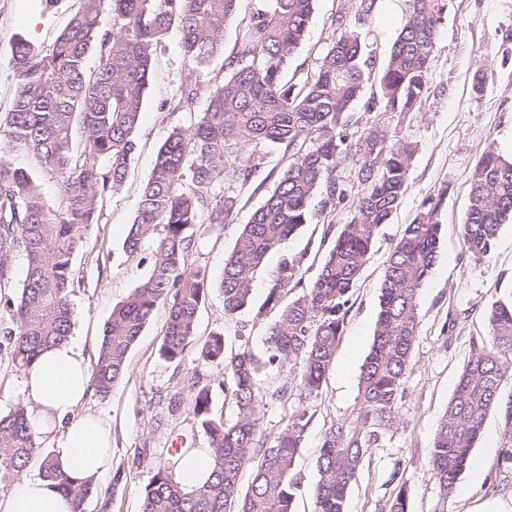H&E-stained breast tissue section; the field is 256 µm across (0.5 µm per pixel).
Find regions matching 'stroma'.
Wrapping results in <instances>:
<instances>
[{
  "label": "stroma",
  "mask_w": 512,
  "mask_h": 512,
  "mask_svg": "<svg viewBox=\"0 0 512 512\" xmlns=\"http://www.w3.org/2000/svg\"><path fill=\"white\" fill-rule=\"evenodd\" d=\"M80 6L79 0H0V113L14 95L11 47L22 35L39 48L48 47ZM350 0H317L307 37L296 62L313 66L333 39V18L349 8ZM405 0H377L365 31L376 60H383L406 22ZM188 69L178 32H169L153 59V74L122 189L109 197L100 223L86 232L74 257L73 339L96 357L102 332L113 308L121 304L146 275L145 266L123 248L138 208L140 189L151 174L158 147L174 127L187 124L186 114L169 112L166 102ZM484 85H477V76ZM428 94L419 109L409 113L401 133L414 147L406 192L387 224L381 225L370 258L353 290L352 308L322 391L312 405L313 418L300 448L295 474L300 484L296 512H313L317 482L316 461L323 432L351 418L357 402L360 368L367 355L378 311L379 288L390 249L429 197H441L442 234L437 263L420 296L419 324L413 367L401 404L400 421L391 439L374 449L349 491L346 512H388L402 471L409 492L410 512H434L438 503L428 460L434 433L457 380L477 344L488 336L493 304L512 296V223L502 224L494 251L487 258L471 257L463 248L460 226L467 206L470 178L481 156L495 150L512 157V0H448L439 26L428 78ZM261 200L253 195L237 223L213 226L202 235L192 256L213 282L197 318V336H224L226 347L237 350L248 342L262 351L274 314L255 317L245 310L228 316L218 286L224 257L231 250L240 223ZM322 219H314L283 242L265 261L254 287L255 301L266 294V272L281 254L304 255L306 279H313L325 252ZM165 322L157 311L128 356L124 379L105 396L91 395L84 409L112 421V462L93 484L86 512H140L141 495L151 481L157 457L178 436L187 447H206L196 436L189 408L193 381L218 384L221 368L191 352L178 363L160 358L158 349ZM287 372L264 369L258 384L267 399L261 427L275 436L299 409L298 393ZM502 444V417L491 410L472 450L471 464L448 497L447 512H465L473 500L489 494H512V474H502L496 462Z\"/></svg>",
  "instance_id": "1"
}]
</instances>
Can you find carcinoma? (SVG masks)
<instances>
[{"instance_id":"1","label":"carcinoma","mask_w":512,"mask_h":512,"mask_svg":"<svg viewBox=\"0 0 512 512\" xmlns=\"http://www.w3.org/2000/svg\"><path fill=\"white\" fill-rule=\"evenodd\" d=\"M238 18L240 0H81V7L46 49L20 37L12 45L15 93L0 113V289L14 288L3 310L0 351L23 369L46 348L67 342L73 330L70 294L73 256L88 228L99 223L106 199L125 180L154 51L172 28L192 68L167 101L188 115L160 145L143 186L125 251L148 263L146 278L105 323L92 386L109 394L127 373V357L155 312L166 319L159 347L167 362L195 349L224 368L234 418L214 411L210 383L192 384L190 408L208 443L213 470L188 489L178 480L187 449H166L146 486L141 512H294V468L309 424L308 404L322 388L349 312L352 290L369 260L379 227L388 222L406 190L412 145L382 122L348 132L351 110L370 80L379 97L367 109L401 117L428 93L431 55L446 10L444 0H408V18L381 63L368 51L359 25L375 0H359L353 20L335 19L336 36L315 65L292 66L303 44L316 0H263ZM236 23L225 77L201 83L196 71L222 54L224 35ZM98 57L87 66L90 53ZM293 72H288L289 67ZM205 108L197 110L200 100ZM282 151L284 165L224 258L220 288L224 313L253 305V285L267 255L303 225L344 203L339 173L356 166L361 187L350 221L336 231L317 277L303 281L304 256L282 255L267 276L256 316L277 313L264 356L243 343L225 351L224 334L204 342L196 334L206 298V269L190 263L198 233L209 224H235L241 193L264 174L267 148ZM55 182L49 198L43 179ZM441 199H427L392 247L380 287L372 345L361 368L352 418L331 424L322 436L316 467L314 512H345L347 495L371 451L397 424L417 339L421 291L437 257ZM512 219V159L482 155L470 180L461 224L465 251L476 259L493 250L501 224ZM25 258L21 278L14 260ZM301 292L294 293L295 289ZM267 366L287 369L305 404L270 440L261 429L263 397L257 377ZM512 296L496 302L489 335L468 361L441 416L429 469L445 512L468 466L490 408L502 413L503 446L497 466L512 472ZM40 451L27 410L0 414V485L17 480ZM254 465L242 490L240 477ZM43 477L85 512L92 484H78L43 455ZM389 512H409L406 482Z\"/></svg>"}]
</instances>
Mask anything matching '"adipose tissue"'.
Returning <instances> with one entry per match:
<instances>
[{"instance_id":"ef3b65f1","label":"adipose tissue","mask_w":512,"mask_h":512,"mask_svg":"<svg viewBox=\"0 0 512 512\" xmlns=\"http://www.w3.org/2000/svg\"><path fill=\"white\" fill-rule=\"evenodd\" d=\"M24 401L32 429L46 440L63 472L79 480H97L111 460L112 423L85 412L92 369L78 342L43 352L22 371ZM0 512H72L51 481L32 475L0 494Z\"/></svg>"}]
</instances>
